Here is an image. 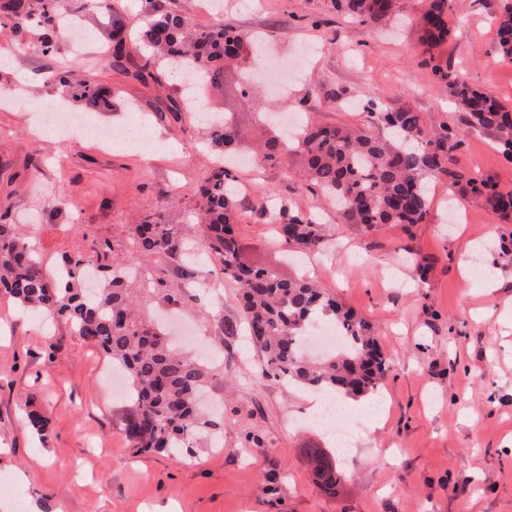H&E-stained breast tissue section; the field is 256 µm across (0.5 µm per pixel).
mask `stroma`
<instances>
[{
    "label": "stroma",
    "instance_id": "35a3bbf8",
    "mask_svg": "<svg viewBox=\"0 0 512 512\" xmlns=\"http://www.w3.org/2000/svg\"><path fill=\"white\" fill-rule=\"evenodd\" d=\"M82 3L68 2L92 35L81 55L46 57L0 32V53L12 58L0 68V87L15 95L13 104L0 105V223L25 225L51 279L63 255L122 238L126 224L148 213L164 208L173 223H191L193 194L213 169L206 126L170 110L183 98L180 84L146 86L100 61L109 19L83 12ZM402 10V20L380 28L344 18L330 0H224L226 24L266 35L270 70L283 60L297 70L284 92L271 93L262 82L257 94L245 95L243 68L227 69L223 86L208 93V111L229 116L250 143L269 132L265 117L274 112L366 126L361 106L369 101L458 125L455 106L421 63L417 0H403ZM448 28L437 61L512 103V64L497 53L489 0H455ZM59 67L110 84L112 106L94 120L136 124L153 149L36 135L42 108L60 100L57 86L45 81ZM338 86L353 107L330 98ZM461 137L460 166L511 190L512 162L492 139L467 131ZM303 162L294 152L275 167L234 169L245 200L236 234L245 260L294 278L299 265L259 211L271 193L316 215L333 245L314 254L311 276L379 330L380 349L395 363L373 422L354 428L350 411L336 426L355 438L340 458L335 493L322 491L311 473L308 449L328 450L333 441L303 422L308 389L258 376L263 357L243 334L238 288L225 282L224 302L216 304L204 291L206 263L187 284L196 299L181 316L224 358L211 386L224 430L180 461L135 452L122 431L129 405L113 396L97 347L67 323L21 312L0 293V478L11 486L0 493V512H512V223L440 180L430 186L426 222L410 230L344 224L299 179ZM452 204L467 212L468 223H449ZM475 255L495 270V292L473 277ZM417 261L430 266L426 281L415 278ZM216 308L229 332L212 320ZM27 405L48 418L44 435L27 427ZM249 432L264 448L246 442ZM274 465L286 475L276 497L266 491Z\"/></svg>",
    "mask_w": 512,
    "mask_h": 512
}]
</instances>
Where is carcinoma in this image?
<instances>
[{"instance_id":"carcinoma-1","label":"carcinoma","mask_w":512,"mask_h":512,"mask_svg":"<svg viewBox=\"0 0 512 512\" xmlns=\"http://www.w3.org/2000/svg\"><path fill=\"white\" fill-rule=\"evenodd\" d=\"M450 0H424L418 21L432 79L453 98L467 128L493 137L503 155L512 159V105L460 79L448 65L436 62L433 50L448 37ZM138 50L147 56L138 64L131 52L123 20L112 0H86L84 9L111 17L106 36L112 45V69L144 85L174 77L180 69L193 78L217 84L224 69L241 60L253 45V35L215 18L198 26L186 16L147 0ZM336 10L360 24L390 20L402 0H332ZM63 0H0V27L10 28L19 42H27L44 56L60 53V16ZM493 19L497 51L512 62V0H500ZM49 78L62 93L81 102L84 111L100 112L112 104V86L77 79L60 69ZM369 116L390 129L388 137L348 125L310 123L289 147L276 133L261 142L262 162L275 166L290 151L300 152L310 184L336 205L346 224L370 229L399 224L407 229L428 216L429 187L445 179L461 185L501 218L512 217V191L497 188L491 178L458 166L461 141L445 124H435L421 112L387 106H369ZM211 143L223 154L240 143L233 124L211 128ZM228 170L215 167L195 192L193 224H168L161 215H149L127 226V243L103 241L93 254L66 255L58 279L41 272L40 260L28 238L15 224H0V290L25 310L44 311L70 324L74 333L93 343L123 370L131 391L130 410L124 419L128 440L139 452L180 456L192 452L204 433L220 424L196 407L197 394L216 379V368L175 348L158 325L140 317L139 292L168 305L186 297L172 288L168 276L193 277L186 263L190 249L199 244L214 257L224 278L240 289L242 317L251 342L263 353L261 375L276 381L332 392L342 399L369 396L392 371L378 344L373 326L345 307L336 296L308 278L286 280L274 270L245 262L235 224L242 206L230 191ZM261 216L274 227L279 242L291 251H319L328 247L316 217L286 199L262 207ZM96 266L103 285L90 294L80 288L89 265ZM317 321L336 326L345 338L337 352L318 360L304 355L303 347ZM316 483L331 491L340 480L336 459L318 448L308 449Z\"/></svg>"}]
</instances>
